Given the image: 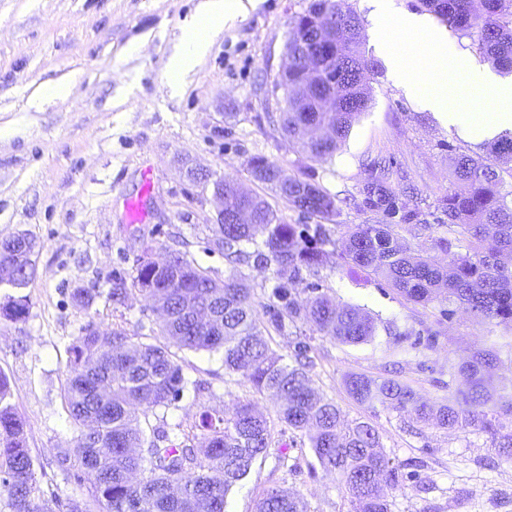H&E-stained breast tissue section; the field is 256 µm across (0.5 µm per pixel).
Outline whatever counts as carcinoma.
<instances>
[{"label": "carcinoma", "instance_id": "cac0c4a2", "mask_svg": "<svg viewBox=\"0 0 512 512\" xmlns=\"http://www.w3.org/2000/svg\"><path fill=\"white\" fill-rule=\"evenodd\" d=\"M448 28L471 39L493 66L512 72V0H484L475 13L469 0H418ZM360 18L345 0H313L296 15L288 31V56L307 52L323 91L336 95V111L323 112L315 100L308 111L294 106L305 95V66L288 68L275 87L282 92L280 126L299 139L310 128L330 135L307 144L310 157H331L346 139L371 95L363 74L378 72L374 59L361 51ZM512 164V141L492 143L487 156L458 155L457 187L437 200L434 211L411 209L401 202L406 174L391 166L365 174L357 208L379 217L374 224L347 226L341 258L368 271L406 300L427 303L438 297L476 316L512 323V191L502 189L500 169ZM262 169L263 183L290 206L309 217L329 220L335 199L315 183L292 176L263 156L249 160ZM213 184L224 191V214L248 210L250 224L218 225V249L234 267L222 280L199 269L181 253L156 269L147 252L130 278H112L107 299L112 310L127 308L137 292L166 313L159 324L163 338L181 349L223 351L224 368L241 376L257 392L272 390L282 398L279 421L306 434L321 468L345 489L352 512H390V495L405 488L399 465L383 450L378 431L368 422L341 425L336 403L316 395L308 385L313 364L310 336H330L360 344L375 335L372 318L361 308L338 305L320 283L318 272L326 247L336 245L325 224H289L264 199L246 194L226 178ZM434 222L446 235L434 246L448 253V267L415 257L397 246L395 228ZM272 269L275 285L267 302L256 305L240 265ZM307 294L300 303L292 287ZM17 320L28 309L26 297L13 296L0 307ZM288 337L290 354L273 350L258 327ZM308 327L304 331L298 326ZM63 396L71 423L79 429L67 446L57 449L62 470L88 483V497L71 500L65 512H225L228 494L250 474L253 464L284 448L267 420L249 403H238L229 416L200 415V433L174 442L161 427L145 430L141 419L168 408L183 393L187 380L165 345L141 340L123 325L80 328L68 347ZM497 360L490 349L476 351L461 368L470 380L463 402L436 405L416 396L395 379L380 382L352 374L347 387L359 402L386 403L441 428L473 426L491 434L494 447L512 460V402L495 403L486 390L484 371ZM8 379L0 373V493L12 512H55L42 499L34 460L27 446L25 422L11 402ZM257 512H306L299 498L272 488Z\"/></svg>", "mask_w": 512, "mask_h": 512}]
</instances>
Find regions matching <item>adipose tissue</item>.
<instances>
[{
	"label": "adipose tissue",
	"mask_w": 512,
	"mask_h": 512,
	"mask_svg": "<svg viewBox=\"0 0 512 512\" xmlns=\"http://www.w3.org/2000/svg\"><path fill=\"white\" fill-rule=\"evenodd\" d=\"M259 3L260 0H201L185 24L178 50L167 62L169 83H178L194 68L225 26L244 19ZM400 26L406 34L412 35L411 44L388 42L384 49L407 92L421 96L441 123L453 129L462 126L467 119L459 103L461 79L473 76L498 101L497 109L482 125L484 137L492 140L512 132V79L501 78L490 70L475 69L465 56L447 59L439 51V36L428 30L426 20L421 17L402 18Z\"/></svg>",
	"instance_id": "adipose-tissue-1"
}]
</instances>
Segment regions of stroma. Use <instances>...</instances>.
<instances>
[{
	"mask_svg": "<svg viewBox=\"0 0 512 512\" xmlns=\"http://www.w3.org/2000/svg\"><path fill=\"white\" fill-rule=\"evenodd\" d=\"M199 0H0V240L17 233L37 242L34 276L23 294L25 318L0 316V372L26 423L40 489L49 503L87 494L85 485L52 466L56 448L77 434L63 399L67 348L82 326L107 327L115 314L107 301L113 274H132L144 248L155 259L184 253L215 279L230 270L218 238L212 186L193 182L189 170L237 180L291 224L303 216L249 170L252 156L276 162L288 174L319 184L336 200L337 224H372L356 209L363 171L386 157L410 175L407 206L433 210L453 188V159L483 144L487 115L473 113L464 132L448 131L422 100L406 93L389 66L372 83V102L328 159H312L279 125L273 85L287 65L290 23L311 0H261L258 8L213 39L206 56L171 89L169 56L182 24ZM142 40L137 56L127 45ZM70 80L64 102L39 100L42 88ZM141 200L145 218L129 223L128 200ZM400 243L447 264L433 248L443 230L405 224ZM323 292L363 308L376 334L364 344L311 339L312 387L333 399L346 420L372 424L396 463L417 467L428 491L406 487L390 499L391 512H512V462L504 461L489 433L443 429L417 422L380 403L362 404L346 388L350 374L394 378L418 397L460 401L467 381L460 368L475 350H494L498 363L487 381L494 400L512 398V324L484 320L464 309L444 317L443 302L417 304L365 270L328 255L320 271ZM93 295L85 307L75 289ZM142 341L159 344L161 314L131 295L123 318ZM431 331L433 347L411 349L405 332ZM188 384L179 401L150 415L178 438L193 431L202 411L231 414L251 403L280 430L278 400L226 373L222 354L175 352ZM287 461L258 460L227 498L226 512H256L264 491L287 490L307 512H351L347 495L321 469L301 433L283 431Z\"/></svg>",
	"mask_w": 512,
	"mask_h": 512,
	"instance_id": "1",
	"label": "stroma"
}]
</instances>
